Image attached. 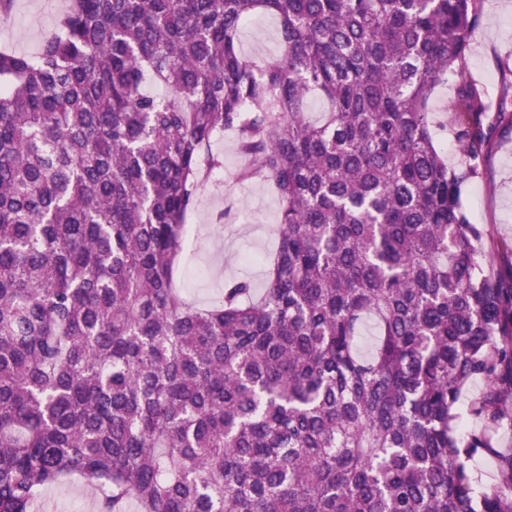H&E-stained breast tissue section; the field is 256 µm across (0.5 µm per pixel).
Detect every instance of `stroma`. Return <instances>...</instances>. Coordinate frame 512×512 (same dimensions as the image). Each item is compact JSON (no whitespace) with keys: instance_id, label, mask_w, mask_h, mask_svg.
<instances>
[{"instance_id":"1","label":"stroma","mask_w":512,"mask_h":512,"mask_svg":"<svg viewBox=\"0 0 512 512\" xmlns=\"http://www.w3.org/2000/svg\"><path fill=\"white\" fill-rule=\"evenodd\" d=\"M67 0H16L6 24H0V46L34 53L44 34L52 28ZM244 54L251 58L278 54L276 23L264 18L246 24L239 37ZM512 66V0H483L482 19L474 30L467 54L473 77L498 98L501 80L498 64ZM449 85L440 86L431 100L435 140L449 165L462 157L448 127ZM213 149L224 156V170L216 174L199 194L196 209L188 216L191 236L181 257L188 275L185 292L196 303L208 304L221 295L225 279L246 277L255 289L265 286V271L259 257L276 245L279 200L264 182L237 178L242 158L232 135L218 137ZM464 209L474 214L491 239L512 240V127L499 128L486 151L483 173L461 187ZM227 211L223 223L214 216Z\"/></svg>"}]
</instances>
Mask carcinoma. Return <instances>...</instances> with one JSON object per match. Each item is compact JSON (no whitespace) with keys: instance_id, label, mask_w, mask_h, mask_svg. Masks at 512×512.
<instances>
[{"instance_id":"obj_1","label":"carcinoma","mask_w":512,"mask_h":512,"mask_svg":"<svg viewBox=\"0 0 512 512\" xmlns=\"http://www.w3.org/2000/svg\"><path fill=\"white\" fill-rule=\"evenodd\" d=\"M482 3L67 0L35 53L0 48V512L73 477L97 512H512L486 432L512 399V244L460 202L512 125L467 72ZM255 15L278 56L241 52ZM226 131L278 240L261 293L200 306L179 259ZM476 378L485 427L460 440ZM452 96V89L446 83L440 86L431 100L435 120V140L440 145L448 166H456L462 160L457 146L453 143V136L448 127V103ZM485 390V382L482 379H474L470 381L463 392V397L460 405L458 406V411L461 412L462 417L466 421V430L479 429L482 427V421L476 418L470 417L467 412V405L472 399H476L480 397L482 392ZM470 467L478 478V487L482 490L495 487L498 484V472L495 459L489 455H482L472 460Z\"/></svg>"}]
</instances>
